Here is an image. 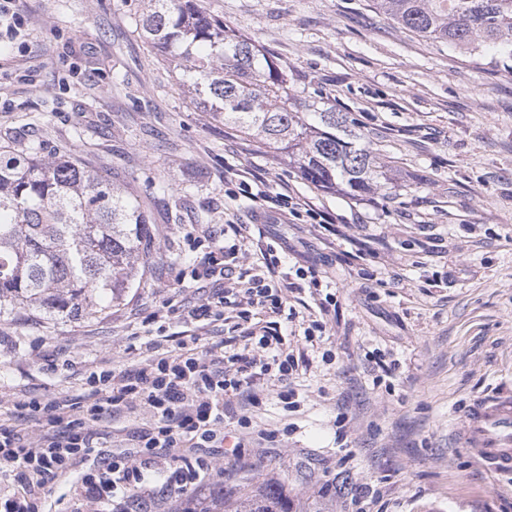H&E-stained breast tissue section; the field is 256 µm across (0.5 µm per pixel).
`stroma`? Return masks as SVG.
I'll return each instance as SVG.
<instances>
[{"label": "stroma", "instance_id": "obj_1", "mask_svg": "<svg viewBox=\"0 0 512 512\" xmlns=\"http://www.w3.org/2000/svg\"><path fill=\"white\" fill-rule=\"evenodd\" d=\"M19 5L24 28L0 36V139L115 177L153 245L136 285L97 313L18 304L0 317V425H20L14 399L70 401L97 367L139 363L155 318L185 330L202 296L176 282L196 258L188 234L251 223L254 202L224 187L247 170L313 198L342 235L329 245L310 225L266 224L248 240L241 268L271 259L292 285L277 328L299 361V406L265 390L246 429L226 410L198 497L273 479L309 512H512V474L489 472L463 441L475 399L512 394V60L422 39L372 0H203L287 68L293 93L348 113L415 185L353 200L197 105L133 32L147 0ZM158 183L168 193L153 194ZM315 321L325 332L310 345Z\"/></svg>", "mask_w": 512, "mask_h": 512}]
</instances>
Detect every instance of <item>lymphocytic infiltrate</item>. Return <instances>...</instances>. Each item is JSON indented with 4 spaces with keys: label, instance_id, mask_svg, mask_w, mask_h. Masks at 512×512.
Here are the masks:
<instances>
[{
    "label": "lymphocytic infiltrate",
    "instance_id": "obj_1",
    "mask_svg": "<svg viewBox=\"0 0 512 512\" xmlns=\"http://www.w3.org/2000/svg\"><path fill=\"white\" fill-rule=\"evenodd\" d=\"M243 194H255L259 211L279 221L309 217L319 228L335 233L323 211L307 197L287 190H253L239 180ZM252 230L227 223L223 229L206 227L190 234L201 254L191 271L198 284L215 285L216 291L185 316L188 324L231 322L232 310L247 305L259 312L282 314L288 296L279 284L275 263L238 276L229 290H218L226 261H237ZM233 236L223 246L221 238ZM246 343L242 351L226 353L213 347L196 353L197 333L181 336L178 351L160 355L165 335L148 336L147 358L115 374L106 367L90 372L88 390L72 403L49 399H17L12 406L36 432L0 427V477L13 481L14 489L0 490V512H125L135 501L148 512H170L171 499L196 491L211 476L210 448L224 441V409H248L258 402L262 382H277L282 400L295 396L289 381L297 368L292 353L281 346L276 324L244 315L236 323ZM148 409L151 426L133 431V450L117 452L99 446L102 424L137 409ZM70 484L69 495L55 496L60 479Z\"/></svg>",
    "mask_w": 512,
    "mask_h": 512
}]
</instances>
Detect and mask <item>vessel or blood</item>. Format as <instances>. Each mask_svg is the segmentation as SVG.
Returning <instances> with one entry per match:
<instances>
[{
    "label": "vessel or blood",
    "mask_w": 512,
    "mask_h": 512,
    "mask_svg": "<svg viewBox=\"0 0 512 512\" xmlns=\"http://www.w3.org/2000/svg\"><path fill=\"white\" fill-rule=\"evenodd\" d=\"M465 442L491 472L512 473V395L474 402L467 412Z\"/></svg>",
    "instance_id": "1"
}]
</instances>
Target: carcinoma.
I'll list each match as a JSON object with an SVG mask.
<instances>
[{"label": "carcinoma", "instance_id": "1", "mask_svg": "<svg viewBox=\"0 0 512 512\" xmlns=\"http://www.w3.org/2000/svg\"><path fill=\"white\" fill-rule=\"evenodd\" d=\"M135 31L149 48L170 53L199 104L268 152L288 157L304 180L351 197L403 189L397 168L356 144L346 112L329 106L310 121L288 73L255 43L206 13L200 0H148ZM415 35L477 54L486 46L512 57V0H374ZM149 219L108 174L78 162L45 159L39 148L0 147V316L15 302L50 314L80 316L103 295L133 284ZM181 512H293L273 481Z\"/></svg>", "mask_w": 512, "mask_h": 512}]
</instances>
